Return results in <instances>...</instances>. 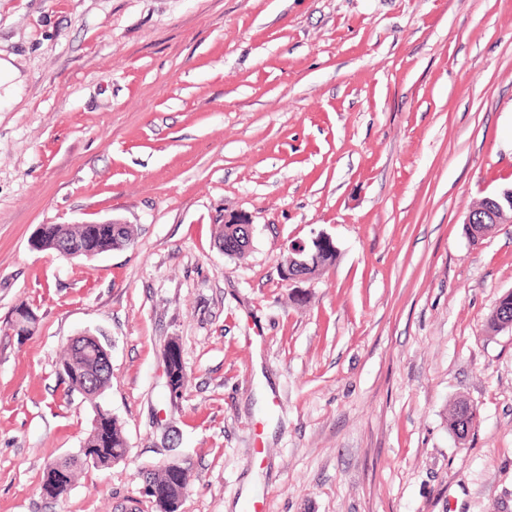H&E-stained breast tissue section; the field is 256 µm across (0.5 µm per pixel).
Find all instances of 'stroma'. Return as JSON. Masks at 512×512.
Wrapping results in <instances>:
<instances>
[{"mask_svg":"<svg viewBox=\"0 0 512 512\" xmlns=\"http://www.w3.org/2000/svg\"><path fill=\"white\" fill-rule=\"evenodd\" d=\"M0 61V512H157L141 471L173 456L182 512H512V329H487L512 223L463 229L512 188V0H0ZM112 220L133 246L31 245ZM319 230L334 264L287 283ZM85 331L130 454L54 500L94 417L59 375ZM225 224H217V232L216 237L218 239V244L221 250H223V245H228L233 241L237 242V235L240 236L244 232V242H246L248 248L251 245L252 237H253V224L250 219L245 214H229L224 218ZM241 224L244 226V230L238 226ZM166 376L170 378L173 385V390L169 391L170 394L177 395L186 378V371L180 348L177 346L173 347V354L169 361H166ZM77 462L66 458L53 460L46 466L41 487L49 497L57 500L69 492L78 469Z\"/></svg>","mask_w":512,"mask_h":512,"instance_id":"stroma-1","label":"stroma"}]
</instances>
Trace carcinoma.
Instances as JSON below:
<instances>
[{
	"mask_svg": "<svg viewBox=\"0 0 512 512\" xmlns=\"http://www.w3.org/2000/svg\"><path fill=\"white\" fill-rule=\"evenodd\" d=\"M243 229L236 224H220L216 237L219 245L237 241ZM66 242L85 254L99 256L112 250L129 247L134 243V231L130 224H114L109 230L93 227L91 224H52L41 240L44 250H56V245ZM512 312V297H502L492 310L487 328L497 331L501 327L503 312ZM36 318L21 305L16 309L14 328L17 335L28 334ZM103 358L101 347L92 340L82 339L71 342L61 362V376L68 392L77 393L93 405L94 418L90 432L81 450V461L66 458L50 462L43 471L42 487L53 499L64 497L70 490L77 466L106 468L124 460L129 453L127 437L108 411L101 408L96 399L110 380L111 372H101L99 364ZM166 376L173 385V394L183 386L186 371L180 348L173 347V354L166 362ZM147 475L160 486L170 508L164 512H179L182 507L184 484L167 469L158 466L146 468Z\"/></svg>",
	"mask_w": 512,
	"mask_h": 512,
	"instance_id": "carcinoma-1",
	"label": "carcinoma"
}]
</instances>
